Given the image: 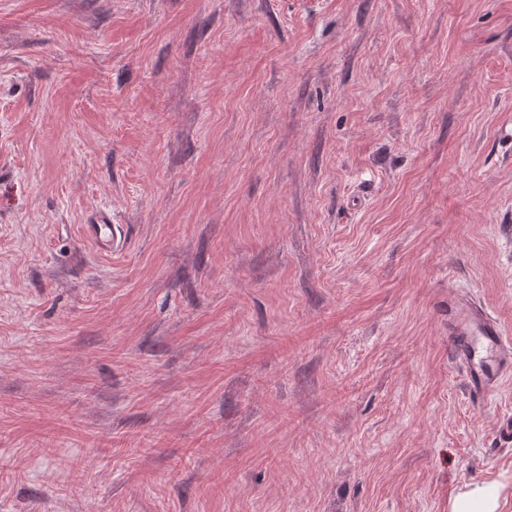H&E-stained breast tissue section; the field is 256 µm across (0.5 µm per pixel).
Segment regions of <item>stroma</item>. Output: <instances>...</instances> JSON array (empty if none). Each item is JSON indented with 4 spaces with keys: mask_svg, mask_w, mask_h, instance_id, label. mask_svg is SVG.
I'll use <instances>...</instances> for the list:
<instances>
[{
    "mask_svg": "<svg viewBox=\"0 0 512 512\" xmlns=\"http://www.w3.org/2000/svg\"><path fill=\"white\" fill-rule=\"evenodd\" d=\"M452 287L512 337V0H0V512H512ZM111 220L105 213H98L84 224L86 239L99 251L112 250L125 238L121 225L110 224ZM498 484L477 481L466 484L450 504V512H499Z\"/></svg>",
    "mask_w": 512,
    "mask_h": 512,
    "instance_id": "35a3bbf8",
    "label": "stroma"
}]
</instances>
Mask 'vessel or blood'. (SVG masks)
I'll use <instances>...</instances> for the list:
<instances>
[{
  "label": "vessel or blood",
  "instance_id": "obj_1",
  "mask_svg": "<svg viewBox=\"0 0 512 512\" xmlns=\"http://www.w3.org/2000/svg\"><path fill=\"white\" fill-rule=\"evenodd\" d=\"M84 234L100 251L118 246L125 237L122 226L113 224L104 213L85 224ZM448 337L451 359L462 371L471 396L486 397L512 374V341L497 319L472 298L449 294Z\"/></svg>",
  "mask_w": 512,
  "mask_h": 512
}]
</instances>
